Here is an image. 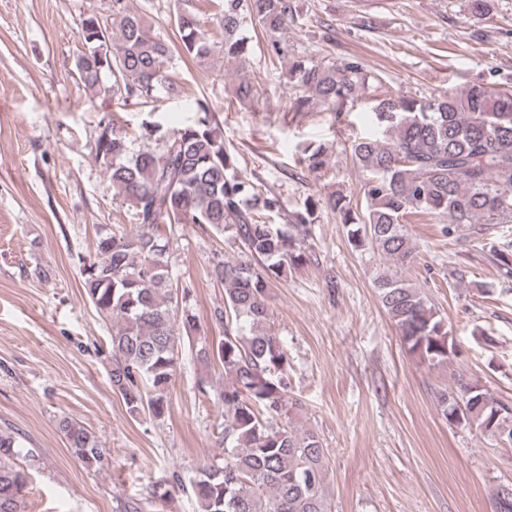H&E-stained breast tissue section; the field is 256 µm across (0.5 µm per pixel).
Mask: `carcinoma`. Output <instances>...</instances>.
Returning <instances> with one entry per match:
<instances>
[{"label": "carcinoma", "mask_w": 512, "mask_h": 512, "mask_svg": "<svg viewBox=\"0 0 512 512\" xmlns=\"http://www.w3.org/2000/svg\"><path fill=\"white\" fill-rule=\"evenodd\" d=\"M210 2L220 38L209 35L202 9L190 0L174 15L180 38L174 46L148 34L145 16L129 0H112L111 12L83 20L79 80L126 101L162 89L174 93L167 72L173 53L201 65L218 55L244 62L249 21L265 31L270 58L285 55L288 27L300 19L295 0ZM109 45L111 56L89 64L88 55ZM105 76L112 80L106 87ZM284 78L297 112L320 105L339 114L369 87L359 62L336 64L313 55L288 60ZM232 94L242 104L260 97L243 66ZM373 115L377 133L356 139L350 150L365 175V210L342 193L330 195L327 204L348 228L352 245L389 263L374 284L408 352L429 366L449 363L455 349L447 322L403 276L417 258L407 216L432 215L452 225L450 233L463 226L476 241L496 225L512 224V89L473 83L427 102L400 95L378 101ZM139 139V149L130 151L124 128L104 119L91 147L113 195L135 221L127 232L99 236L95 258L80 260L83 295L112 327L113 391L130 418L164 417L178 344L198 332L197 316L178 307L189 290L174 288L170 240L162 227L197 224L229 234L255 263L213 267L211 276L224 288V307L213 317L224 336L196 350L200 361H216L224 371L216 395L224 411V463L201 468L187 482L201 512H331L325 449L315 431L298 424L302 404L289 395L288 350L270 329L267 303L269 285L288 266L308 261L305 235L320 200L308 197L292 211L288 230L261 220L256 209L278 214L284 205L277 197L259 199L253 182L238 173L205 101H197L192 123L172 132L156 121L142 122ZM298 161L321 173L328 167L327 148L309 145ZM437 406L449 423L512 447V423L504 427L496 419L509 404L479 384L457 379L438 394ZM59 429L74 458L88 468L104 466V449L91 431L69 417L60 419ZM19 447L15 437L0 434V512H21L27 483L25 469L10 461L22 456L30 467L36 461L34 451L23 454Z\"/></svg>", "instance_id": "1"}]
</instances>
